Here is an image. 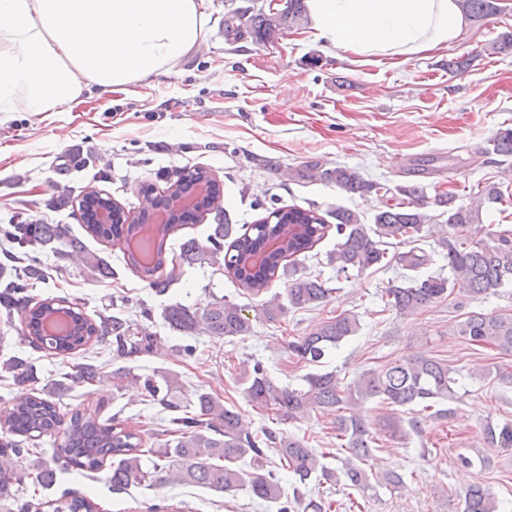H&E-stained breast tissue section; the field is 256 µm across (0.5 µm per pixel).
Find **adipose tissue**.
<instances>
[{
	"label": "adipose tissue",
	"mask_w": 512,
	"mask_h": 512,
	"mask_svg": "<svg viewBox=\"0 0 512 512\" xmlns=\"http://www.w3.org/2000/svg\"><path fill=\"white\" fill-rule=\"evenodd\" d=\"M204 0H0V103L59 112L98 88L171 73L202 42ZM318 39L357 56L409 59L454 41L457 0H306Z\"/></svg>",
	"instance_id": "ef3b65f1"
}]
</instances>
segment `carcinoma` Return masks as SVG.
I'll list each match as a JSON object with an SVG mask.
<instances>
[{
	"label": "carcinoma",
	"mask_w": 512,
	"mask_h": 512,
	"mask_svg": "<svg viewBox=\"0 0 512 512\" xmlns=\"http://www.w3.org/2000/svg\"><path fill=\"white\" fill-rule=\"evenodd\" d=\"M463 12L482 19L497 10L495 0H459ZM304 0H287L281 13L257 12L251 15L233 14L224 20L227 33L238 38L249 35L262 42L279 20L292 26L303 20ZM495 149L500 155H512V128L501 129L495 135ZM302 179L319 178L335 185L350 195H364L380 191V184L365 179L358 171L342 165L319 169L312 164L298 172ZM206 184L210 192L220 193L219 183L203 168L183 169L173 174L168 194L159 198L168 213V222L151 227L141 221L120 222L115 207L112 223L88 224L92 234L131 243L136 247L124 252L126 266L135 272L155 292L163 294L175 284L184 267L204 260L224 263L239 287L247 295L257 298L267 292L279 274L288 275L287 304L265 301L253 307L219 298L203 309H193L181 303L168 305L164 319L170 328L185 335L193 333L199 322H204L210 335L218 338L246 336L253 320L277 321L290 309L314 308L328 302L333 288L321 275L299 274L295 267L297 257L311 251L325 236L329 224L314 209H276L269 217L238 234L235 227L224 221L211 225L206 240L195 238L180 244L179 253L169 257L165 248L167 235L182 224L185 209L178 201ZM399 201L386 205L374 215L373 223L366 224L358 212L339 208L332 213L336 220L339 240L329 254V262L336 266V274L351 271L363 273L368 269L395 262L408 271L401 281L385 290V306L399 314L413 315L433 303L456 293L469 300L483 299L497 294L512 283V229L499 231L487 242L474 241L466 233L468 225L479 218V209L485 203H497L502 192L496 185L487 186L477 200L456 203L452 193L440 194L428 201L416 186L397 188ZM112 198H103L98 191L82 196L79 209L82 214L110 207ZM446 208L448 218L439 245L448 260L450 276L413 275V272L432 262V255L418 246L425 224L429 222L426 208L429 204ZM21 213L10 216L8 223L0 224V241L5 262H0V309L6 314L24 313V339L34 347L51 352H71L91 343L107 344L117 358L127 359L158 346L156 337L120 313L100 311L96 318L87 317L79 302L67 297H52L33 302L31 289L49 278V270L61 272L64 262L79 257L86 268L101 279L112 277V266L99 254L86 248L83 241L69 233L61 224H41L34 235L23 233ZM407 244L410 249L388 259L387 247L391 241ZM52 253L56 265H47L43 256ZM254 312L249 317L248 312ZM63 313L68 318L70 333L53 337L46 334L45 322L53 315ZM359 321L349 312L327 319L312 332L288 341V351L298 361L319 366L333 350L357 334ZM458 335L471 344L512 352V313L486 314L472 311L459 324ZM0 371L15 385L37 382L35 365L28 359L11 356L0 362ZM100 364L91 358L73 367L65 379L83 387L95 385L102 377ZM455 370L448 362L436 356L412 354L401 357L377 369L363 372L347 387L342 386L335 371H317L304 377L300 388L282 386L275 382L260 362L244 377V394L252 406L274 413L280 423L297 421L314 409H322L336 418V437L344 441L348 456L340 465H325L307 441L271 428L252 432L237 410L224 400L208 392L196 395L195 409L189 412L175 399L178 379L171 374L148 377L144 388L157 400L162 409L171 413L163 435L168 437L155 454L158 461L146 470L142 465V439L139 433L107 419L96 412L77 410L66 426V438L56 449L52 461L37 464L38 485L44 489L55 482L57 465L75 466L90 472L101 470L110 463L107 479L114 491H124L133 485L147 482L161 488L171 482L202 487L216 493L232 494L241 489L270 505L277 512L300 508L302 512H332L333 503L305 498L294 489L293 500L273 471L266 469L265 449L276 448L281 467L291 472L300 485L311 478L327 482H344L353 488L370 487L366 462L372 455L378 431L390 438H404L408 431L418 432L421 421L414 419L404 427L400 417L391 413L382 417L380 430H374L370 421L351 409L377 401L389 407L423 406L432 408L454 397ZM47 388L39 395L17 400L0 417V428L30 438L54 430L61 422L57 404L50 400ZM485 442L495 448H512V426L490 429ZM31 449L19 441L0 442V500L10 501L17 512H30L31 503L21 500L13 492L21 476L17 460L27 457ZM51 512H95L94 503L84 496L46 501ZM461 512H502L490 488L480 482L470 485L462 497Z\"/></svg>",
	"instance_id": "cac0c4a2"
}]
</instances>
